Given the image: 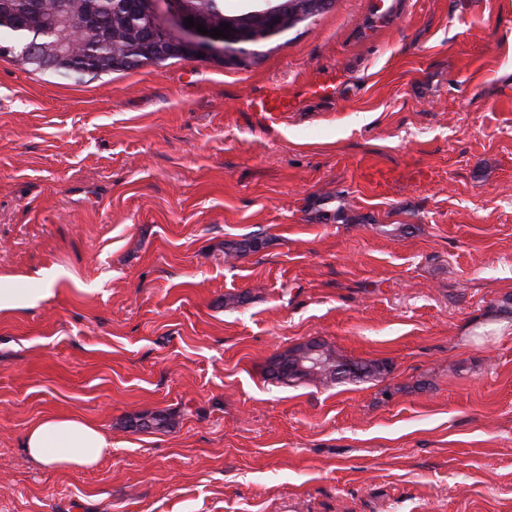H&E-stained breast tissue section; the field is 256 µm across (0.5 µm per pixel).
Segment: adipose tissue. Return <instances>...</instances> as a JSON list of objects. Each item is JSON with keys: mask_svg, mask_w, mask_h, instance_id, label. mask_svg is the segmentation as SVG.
I'll use <instances>...</instances> for the list:
<instances>
[{"mask_svg": "<svg viewBox=\"0 0 512 512\" xmlns=\"http://www.w3.org/2000/svg\"><path fill=\"white\" fill-rule=\"evenodd\" d=\"M23 446L36 464L69 471L98 465L112 442L101 426L83 416L49 413L28 427Z\"/></svg>", "mask_w": 512, "mask_h": 512, "instance_id": "1", "label": "adipose tissue"}]
</instances>
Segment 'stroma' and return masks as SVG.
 Returning a JSON list of instances; mask_svg holds the SVG:
<instances>
[{
    "mask_svg": "<svg viewBox=\"0 0 512 512\" xmlns=\"http://www.w3.org/2000/svg\"><path fill=\"white\" fill-rule=\"evenodd\" d=\"M1 288L0 512H512V0H338L82 82L0 57ZM313 338L388 370L270 375ZM48 412L108 455L33 464ZM248 107L268 123L279 120L284 112H291L295 102L276 88H271L248 100ZM111 447L101 426L77 414L43 415L23 438V448L33 462L58 471L95 467Z\"/></svg>",
    "mask_w": 512,
    "mask_h": 512,
    "instance_id": "1",
    "label": "stroma"
}]
</instances>
